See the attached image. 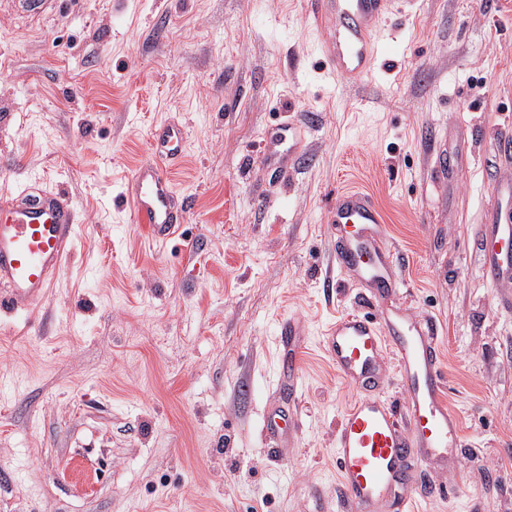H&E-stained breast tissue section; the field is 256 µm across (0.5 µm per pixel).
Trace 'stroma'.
Returning a JSON list of instances; mask_svg holds the SVG:
<instances>
[{
	"label": "stroma",
	"instance_id": "35a3bbf8",
	"mask_svg": "<svg viewBox=\"0 0 512 512\" xmlns=\"http://www.w3.org/2000/svg\"><path fill=\"white\" fill-rule=\"evenodd\" d=\"M381 35L356 82L305 0H0V197L60 190L78 212L48 299L0 311V512H349L332 455L359 392L322 340L371 302L333 259L341 189L380 209L460 419L448 467L410 472L416 512H512V288L478 250L485 162L512 133V0H418ZM168 118L189 132L171 177L190 208L160 249L121 197ZM288 120L306 159L280 173L265 134ZM291 317L297 440L275 449ZM279 342L284 348V359L282 368L284 372H288L291 390L295 388L294 376L298 372V351L301 343L299 336H302L301 322L296 318H289L283 321L278 330Z\"/></svg>",
	"mask_w": 512,
	"mask_h": 512
}]
</instances>
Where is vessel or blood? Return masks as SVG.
Here are the masks:
<instances>
[{"instance_id": "vessel-or-blood-1", "label": "vessel or blood", "mask_w": 512, "mask_h": 512, "mask_svg": "<svg viewBox=\"0 0 512 512\" xmlns=\"http://www.w3.org/2000/svg\"><path fill=\"white\" fill-rule=\"evenodd\" d=\"M308 19L327 28L322 53L336 74L364 80L379 52L376 30L392 11L393 0H309ZM151 156L127 180L130 220L147 239L167 243L185 222L186 203L178 202L163 163L181 160L187 151L183 126L161 123L151 132ZM328 217L337 231L335 258L359 283L374 286L370 311L341 315L324 338L337 373L363 388L345 410L336 429L333 462L352 512H414L411 489L403 483L412 450L424 460L446 458L460 444L457 413L445 397L437 335L432 323L399 305L401 286L394 253L374 199L358 190H340L329 202ZM77 214L60 193H31L21 188L0 201V307L33 314L60 274L74 234ZM483 262L493 280L512 279V218L503 208L485 214ZM302 326L283 321L278 330L284 348L282 368L296 375ZM393 357L403 398L384 397V360ZM276 447L291 446L295 427L286 415L268 409L263 426Z\"/></svg>"}]
</instances>
